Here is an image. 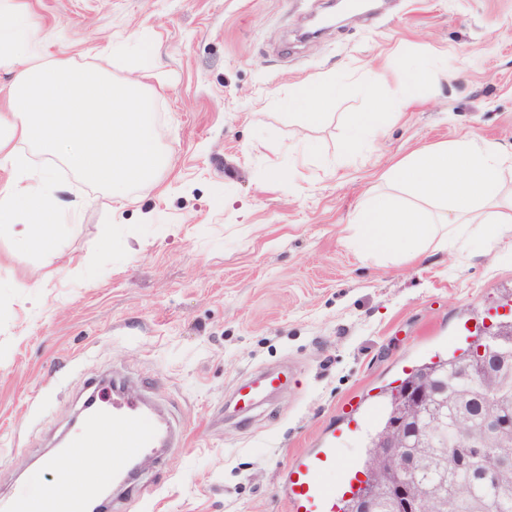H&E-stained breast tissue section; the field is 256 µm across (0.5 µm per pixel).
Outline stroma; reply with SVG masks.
Segmentation results:
<instances>
[{
  "label": "stroma",
  "mask_w": 512,
  "mask_h": 512,
  "mask_svg": "<svg viewBox=\"0 0 512 512\" xmlns=\"http://www.w3.org/2000/svg\"><path fill=\"white\" fill-rule=\"evenodd\" d=\"M50 55L107 63L148 41L145 81L163 153L157 182L126 201L64 156L22 143L76 213L45 251L0 233V496L51 491L49 454L89 393L125 380L182 441L147 463L155 512H292L283 488L302 452L335 442L329 485L364 459V436L405 373L495 331L512 304V244L361 259L348 226L384 173L424 144L473 133L512 152V0H377L318 41L299 35L326 0H25ZM418 102L348 138L376 99H396L403 59ZM333 78L325 119L302 126L297 86ZM266 368L288 380L248 420L233 388Z\"/></svg>",
  "instance_id": "obj_1"
}]
</instances>
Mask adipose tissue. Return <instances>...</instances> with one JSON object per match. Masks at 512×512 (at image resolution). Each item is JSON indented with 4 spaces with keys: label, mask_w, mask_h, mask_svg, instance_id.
<instances>
[{
    "label": "adipose tissue",
    "mask_w": 512,
    "mask_h": 512,
    "mask_svg": "<svg viewBox=\"0 0 512 512\" xmlns=\"http://www.w3.org/2000/svg\"><path fill=\"white\" fill-rule=\"evenodd\" d=\"M22 0H0V69L9 71L10 110L0 113V232L33 249L49 245L67 211L49 173L33 176L18 144L36 143L47 154H65L87 182L122 201L137 184L153 181L164 164L154 119L141 100L139 82L116 83L96 64L48 58ZM419 70L401 69L403 96L377 103L352 136L375 135L378 118L410 106ZM395 189L366 200L347 242L363 258L401 264L429 249H494L512 237V154L470 134L445 145H423L388 174ZM72 476L55 488L70 493L97 482L112 468L108 448H79Z\"/></svg>",
    "instance_id": "obj_1"
}]
</instances>
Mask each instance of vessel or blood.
I'll return each instance as SVG.
<instances>
[{
  "instance_id": "obj_1",
  "label": "vessel or blood",
  "mask_w": 512,
  "mask_h": 512,
  "mask_svg": "<svg viewBox=\"0 0 512 512\" xmlns=\"http://www.w3.org/2000/svg\"><path fill=\"white\" fill-rule=\"evenodd\" d=\"M282 384L280 373L261 372L240 382L237 402L241 409H250ZM86 422L101 431L111 432L112 452L117 458V465L96 485L86 487L76 497L60 502L56 512H85L86 501L110 485L122 489L126 494L144 497L145 492L136 479L127 476V467L146 458H161L176 445L172 430L160 426L149 406L141 398L122 389L114 391L110 404L87 413ZM336 463L337 450L330 445L301 455L290 466L285 493L298 512H338L341 500L350 497L353 483L336 487L326 485L322 479L323 472L335 468Z\"/></svg>"
}]
</instances>
